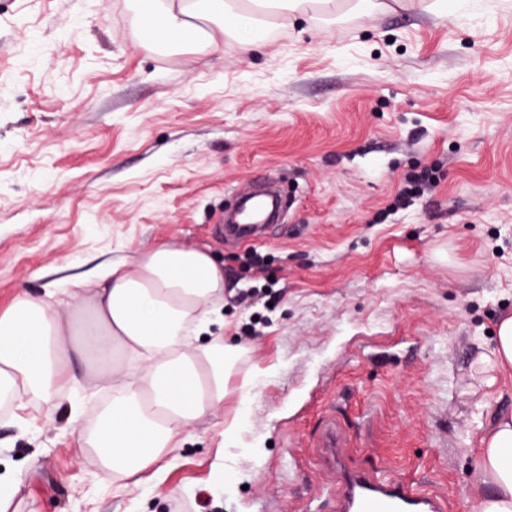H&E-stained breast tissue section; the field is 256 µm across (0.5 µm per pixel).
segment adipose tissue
I'll use <instances>...</instances> for the list:
<instances>
[{"mask_svg": "<svg viewBox=\"0 0 512 512\" xmlns=\"http://www.w3.org/2000/svg\"><path fill=\"white\" fill-rule=\"evenodd\" d=\"M133 2L162 32L180 31L182 43L215 47L231 33L248 53L263 18L296 11L302 0H250L248 10L236 0ZM223 307V263L206 248L176 243L109 262L97 279L71 288L20 290L0 312V404L14 414L65 406L76 424L82 389L110 385L111 401L80 432L82 447L122 478L161 479L166 450L224 402L232 351L220 336L199 341ZM74 352L92 358L87 379L69 372ZM486 362L485 387L512 374V317L500 321ZM476 466L478 512H512V416L497 418L481 438Z\"/></svg>", "mask_w": 512, "mask_h": 512, "instance_id": "ef3b65f1", "label": "adipose tissue"}]
</instances>
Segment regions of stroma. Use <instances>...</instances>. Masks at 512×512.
<instances>
[{
	"mask_svg": "<svg viewBox=\"0 0 512 512\" xmlns=\"http://www.w3.org/2000/svg\"><path fill=\"white\" fill-rule=\"evenodd\" d=\"M267 177L281 223L225 243ZM165 242L224 263L223 404L141 487L85 460L67 410L0 414L10 512H330L329 410L343 470L475 512L479 440L512 415V376L476 373L512 315V0L310 10L247 54L144 46L129 0H0V311ZM440 176L434 169H423L418 172L408 174L405 177L407 186L402 190L398 197L400 203H405L411 194L418 191L422 186H432L437 184Z\"/></svg>",
	"mask_w": 512,
	"mask_h": 512,
	"instance_id": "1",
	"label": "stroma"
}]
</instances>
